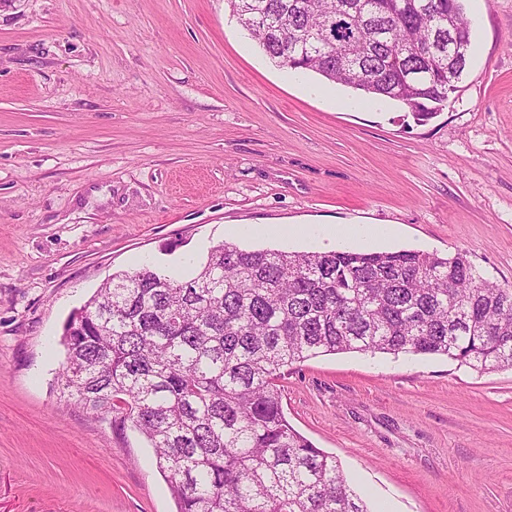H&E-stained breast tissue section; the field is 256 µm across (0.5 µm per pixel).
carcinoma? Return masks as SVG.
I'll return each mask as SVG.
<instances>
[{
  "label": "carcinoma",
  "mask_w": 512,
  "mask_h": 512,
  "mask_svg": "<svg viewBox=\"0 0 512 512\" xmlns=\"http://www.w3.org/2000/svg\"><path fill=\"white\" fill-rule=\"evenodd\" d=\"M277 66L433 117L472 28L462 0H227ZM63 395L140 432L177 512H369L336 457L288 423V369L346 352L512 370V285L466 255L250 250L222 242L177 279H107L67 319Z\"/></svg>",
  "instance_id": "1"
}]
</instances>
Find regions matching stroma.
I'll use <instances>...</instances> for the list:
<instances>
[{"label":"stroma","instance_id":"35a3bbf8","mask_svg":"<svg viewBox=\"0 0 512 512\" xmlns=\"http://www.w3.org/2000/svg\"><path fill=\"white\" fill-rule=\"evenodd\" d=\"M463 4L466 73L418 123L311 95L227 0H0V512H176L145 438L60 394L63 325L112 273L377 224L360 250L460 252L512 284V0ZM280 389L370 512H512V371L341 353Z\"/></svg>","mask_w":512,"mask_h":512}]
</instances>
